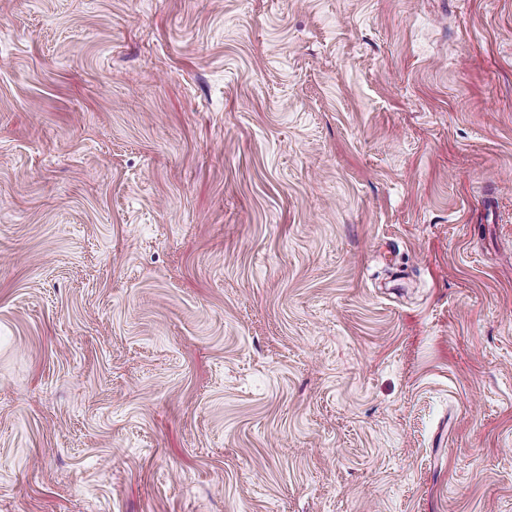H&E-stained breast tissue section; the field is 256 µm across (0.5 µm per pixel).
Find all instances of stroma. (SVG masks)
Here are the masks:
<instances>
[{
  "mask_svg": "<svg viewBox=\"0 0 512 512\" xmlns=\"http://www.w3.org/2000/svg\"><path fill=\"white\" fill-rule=\"evenodd\" d=\"M0 512H512V0H5Z\"/></svg>",
  "mask_w": 512,
  "mask_h": 512,
  "instance_id": "35a3bbf8",
  "label": "stroma"
}]
</instances>
